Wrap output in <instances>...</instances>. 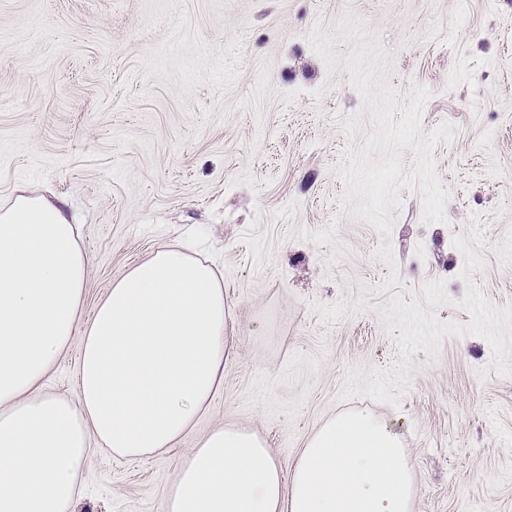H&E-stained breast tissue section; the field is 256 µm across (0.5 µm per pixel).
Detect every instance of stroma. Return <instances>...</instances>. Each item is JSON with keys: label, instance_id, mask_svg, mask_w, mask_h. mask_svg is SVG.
<instances>
[{"label": "stroma", "instance_id": "35a3bbf8", "mask_svg": "<svg viewBox=\"0 0 512 512\" xmlns=\"http://www.w3.org/2000/svg\"><path fill=\"white\" fill-rule=\"evenodd\" d=\"M382 47L446 223L420 191L379 233L338 166L375 127L348 55ZM52 192L89 261L83 312L173 243L224 280V384L169 453L95 454L75 512H166L221 423L290 466L369 411L405 448L413 512H512V0H0V202ZM80 340L46 380L76 399Z\"/></svg>", "mask_w": 512, "mask_h": 512}]
</instances>
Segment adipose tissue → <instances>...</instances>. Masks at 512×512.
<instances>
[{"label":"adipose tissue","mask_w":512,"mask_h":512,"mask_svg":"<svg viewBox=\"0 0 512 512\" xmlns=\"http://www.w3.org/2000/svg\"><path fill=\"white\" fill-rule=\"evenodd\" d=\"M89 258L63 203L0 202V512H70L93 448L160 456L224 382V287L169 245L132 266L82 333L79 394L44 390L83 308ZM405 448L375 415L346 412L307 439L290 469L227 424L183 459L166 512H412Z\"/></svg>","instance_id":"adipose-tissue-1"}]
</instances>
